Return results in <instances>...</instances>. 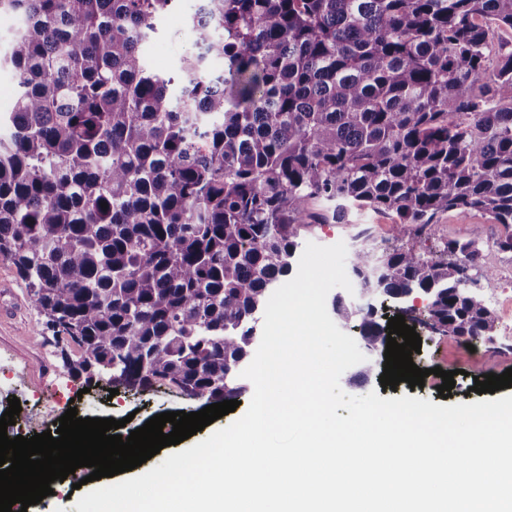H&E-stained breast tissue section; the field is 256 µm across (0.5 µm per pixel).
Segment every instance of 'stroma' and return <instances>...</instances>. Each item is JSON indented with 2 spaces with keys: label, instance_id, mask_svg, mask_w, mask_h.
<instances>
[{
  "label": "stroma",
  "instance_id": "stroma-1",
  "mask_svg": "<svg viewBox=\"0 0 512 512\" xmlns=\"http://www.w3.org/2000/svg\"><path fill=\"white\" fill-rule=\"evenodd\" d=\"M198 0H178L177 5L158 23V31L144 46L148 65L165 75H178L183 58L195 50V36L188 26ZM398 217L371 210L351 213L347 223L316 226L307 241L323 246L350 242L359 228L371 230V244L393 238ZM437 237L415 240L404 236L405 244L436 248L448 239L479 237L483 241L481 261L496 270L493 287L481 288L485 303L497 317L494 343L481 344L485 372L503 373L512 367V254L499 251L496 239L502 234L501 225L493 223L478 212L466 215L450 211L439 219ZM412 359L419 368L439 367L454 371L456 384L450 397H441L437 391L440 377H425L423 386L410 388L402 382L396 388L382 387L379 373L361 377L358 367H350L340 377V386L348 394L361 396L376 392L380 398L411 396L430 400L433 404H470L480 401L473 392L474 367L468 358L466 346L452 336L423 335L421 350ZM0 370L14 371L13 379H0V414L8 409L10 397H17L21 415L27 423V435H35L52 428L54 421L68 408H76L79 417L126 419L122 436L144 425L154 415L167 411L196 412L204 408L201 400H190L177 391L160 388L143 394L122 393L109 396L105 386L85 387L83 380L74 378L64 366L52 343L51 332L45 331L35 304L24 283L8 262L0 260Z\"/></svg>",
  "mask_w": 512,
  "mask_h": 512
}]
</instances>
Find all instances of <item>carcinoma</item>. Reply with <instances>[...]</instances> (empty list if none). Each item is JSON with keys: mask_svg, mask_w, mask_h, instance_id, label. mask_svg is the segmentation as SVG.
<instances>
[{"mask_svg": "<svg viewBox=\"0 0 512 512\" xmlns=\"http://www.w3.org/2000/svg\"><path fill=\"white\" fill-rule=\"evenodd\" d=\"M177 2L0 0L21 20L0 51V259L73 377L110 365V388L236 398L302 239L353 208L420 239L480 212L512 252V51L492 47L512 0H198L176 79L143 45ZM480 254L359 245L349 274L405 313L426 299L471 344L497 323L472 291ZM332 310L386 346L375 310Z\"/></svg>", "mask_w": 512, "mask_h": 512, "instance_id": "1", "label": "carcinoma"}]
</instances>
